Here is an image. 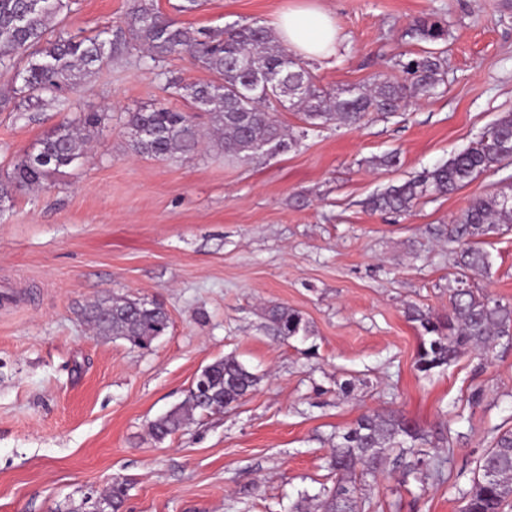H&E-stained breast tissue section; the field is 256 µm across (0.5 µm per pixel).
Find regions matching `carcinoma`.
Listing matches in <instances>:
<instances>
[{
	"label": "carcinoma",
	"mask_w": 512,
	"mask_h": 512,
	"mask_svg": "<svg viewBox=\"0 0 512 512\" xmlns=\"http://www.w3.org/2000/svg\"><path fill=\"white\" fill-rule=\"evenodd\" d=\"M68 7L69 0H0V70L20 82L3 104L29 107L46 96L58 99L124 53L146 50L153 68L187 53L213 79L176 89L184 91L183 98L193 107L211 116L214 144L224 156L240 161L266 148L291 147L292 141L274 116L279 106L299 112L310 130L334 123L359 126L374 114L398 111L410 98L435 95L443 81L441 53L424 50L396 61L405 74L402 81L378 74L365 88L349 86L330 92L317 84L288 46L276 41L270 29L257 21L193 35L163 17L154 0H134L125 25L106 28L92 37L66 36L55 31L54 21ZM410 35L434 43L445 40L447 30L424 20ZM104 120L100 112H81L44 134L0 179V203L77 165L86 154L91 131ZM125 124L139 132L132 139L134 151L151 158L192 154L203 138L189 113L167 105L128 112ZM511 161L512 112H503L470 147L417 177L386 187L369 198L367 207L374 212H407L427 195L454 193L479 174ZM501 224H512V191L473 198L455 223L438 230V235L457 244L455 263L460 273L456 286L448 288V314L410 312L424 332L415 360L418 372L427 375L470 350L487 355L502 339H512V305L464 287L467 272L490 265L488 255L475 247V238ZM83 316L98 335L124 339L138 348L149 347L169 327L165 307L147 298L105 296L87 305ZM267 317L287 340L308 332L303 317L286 306L270 307ZM259 381L235 357L217 359L207 374L211 403H203L198 385H192L181 405L151 422L150 434L160 441L189 424L197 411L211 414L232 408ZM427 443L428 436L402 414L373 411L361 415L336 434L328 462L336 473V485L324 491L320 512H361L367 478L382 473L391 456L406 476L441 477L445 461L425 458L421 447ZM127 496L128 483L115 480L103 498L111 502L112 512H121ZM462 500V512H512V430L494 438Z\"/></svg>",
	"instance_id": "carcinoma-1"
}]
</instances>
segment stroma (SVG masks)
I'll use <instances>...</instances> for the list:
<instances>
[{
    "mask_svg": "<svg viewBox=\"0 0 512 512\" xmlns=\"http://www.w3.org/2000/svg\"><path fill=\"white\" fill-rule=\"evenodd\" d=\"M179 2L155 5L191 30L325 10L342 42L310 69L328 89L390 73L399 55L425 47L409 35L414 23L436 19L448 29L436 45L444 81L360 127L307 133L298 112L279 110L297 144L245 162L209 146L174 160L136 154L126 113L190 105L133 54L64 100L1 109L4 172L65 119H106L83 165L14 195L0 214V512H70L116 477L130 485L126 512H294L301 493L334 486L336 431L388 410L428 435L427 454L448 457L447 478L421 484L386 470L363 512H461L477 462L512 428V344L423 375L408 308L447 313L455 268L436 230L512 184V164L406 214L366 201L512 112V0H203L189 12ZM132 6L70 0L63 30L95 35ZM394 150L399 167L372 166ZM481 247L491 266L472 272L471 286L512 303V224ZM108 295L160 300L168 331L147 349L97 335L81 311ZM272 305L300 312L307 338L278 336ZM227 355L259 376L256 390L155 441L150 423Z\"/></svg>",
    "mask_w": 512,
    "mask_h": 512,
    "instance_id": "stroma-1",
    "label": "stroma"
}]
</instances>
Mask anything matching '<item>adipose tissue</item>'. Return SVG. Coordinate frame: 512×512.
<instances>
[{"instance_id":"obj_1","label":"adipose tissue","mask_w":512,"mask_h":512,"mask_svg":"<svg viewBox=\"0 0 512 512\" xmlns=\"http://www.w3.org/2000/svg\"><path fill=\"white\" fill-rule=\"evenodd\" d=\"M273 26L289 49L308 59L325 61L336 54L338 32L330 15L319 8H301L277 17Z\"/></svg>"}]
</instances>
